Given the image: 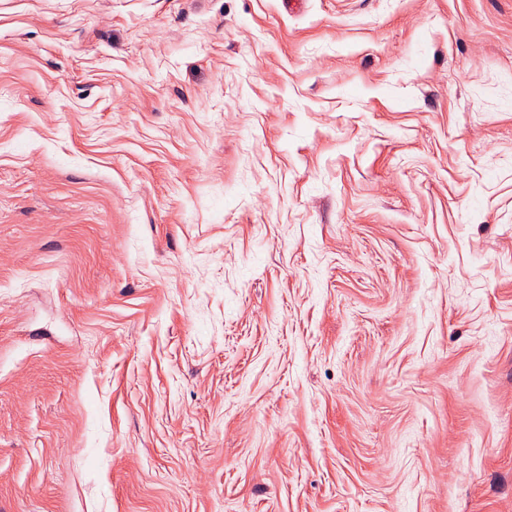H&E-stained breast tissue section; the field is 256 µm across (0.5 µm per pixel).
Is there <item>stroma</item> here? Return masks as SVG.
<instances>
[{
	"mask_svg": "<svg viewBox=\"0 0 512 512\" xmlns=\"http://www.w3.org/2000/svg\"><path fill=\"white\" fill-rule=\"evenodd\" d=\"M0 512H512V0H0Z\"/></svg>",
	"mask_w": 512,
	"mask_h": 512,
	"instance_id": "1",
	"label": "stroma"
}]
</instances>
